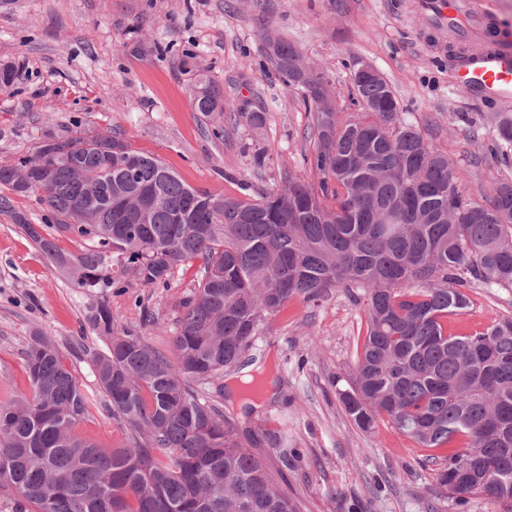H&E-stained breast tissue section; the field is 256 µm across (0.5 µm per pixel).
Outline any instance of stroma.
Segmentation results:
<instances>
[{
	"mask_svg": "<svg viewBox=\"0 0 512 512\" xmlns=\"http://www.w3.org/2000/svg\"><path fill=\"white\" fill-rule=\"evenodd\" d=\"M273 39L297 45L349 114L356 111L353 68L373 65L404 121L448 153L482 204L491 203L497 181L512 179V149L495 153L491 122L493 113H512V104L457 88L451 45L401 0H0V64L17 68L13 85L0 89V164L33 155L50 133L109 132L158 156L192 187L234 198L278 188L289 173L306 177L312 112L302 89L272 65ZM199 73L221 87L223 111H194ZM251 111L266 117L261 134L247 125ZM256 142L270 148L261 168L251 158ZM11 205L0 211V403L28 391L25 352L37 333L53 340L85 390H95L79 350L106 349L87 321L97 297L76 287L15 222L21 214L52 223L38 194L12 195ZM198 278L193 265L176 269L165 288L123 275L106 298L121 324L167 353ZM467 295L470 306L449 318V332L512 318V288L475 285ZM366 324L365 295L356 288L332 289L316 307L291 300L253 346L279 363L274 395L247 407L228 395L225 375L203 390L234 416L242 444L268 470L276 458L251 435L287 423L291 447L305 458L283 486L301 512H504L479 496L456 506L438 487L425 449L387 421L371 433L351 422L339 394L352 385ZM76 432L104 448L129 437L125 424L99 408Z\"/></svg>",
	"mask_w": 512,
	"mask_h": 512,
	"instance_id": "stroma-1",
	"label": "stroma"
}]
</instances>
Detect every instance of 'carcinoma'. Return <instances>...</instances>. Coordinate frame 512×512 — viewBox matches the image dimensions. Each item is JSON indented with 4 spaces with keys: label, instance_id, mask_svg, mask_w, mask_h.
Listing matches in <instances>:
<instances>
[{
    "label": "carcinoma",
    "instance_id": "1",
    "mask_svg": "<svg viewBox=\"0 0 512 512\" xmlns=\"http://www.w3.org/2000/svg\"><path fill=\"white\" fill-rule=\"evenodd\" d=\"M272 62L318 89L304 94L314 137L306 180L228 197L187 185L110 133L50 135L34 155L0 165L1 187L37 192L52 212L53 224L15 219L75 286L110 288L116 272L166 286L191 263L200 273L170 356L107 301L88 315L108 339L88 353L101 405L131 430L121 448L74 433L94 398L53 342L32 338L30 391L0 403V489L14 494L15 512H300L200 387L252 363L266 316L351 286L366 293L367 329L341 393L347 415L365 432L384 418L440 451L437 483L456 505L475 495L512 504V319L448 332V317L469 307L465 289L512 288V181L495 186L489 206L466 195L452 160L401 120L382 77L353 90L388 118H344L294 45L275 43ZM192 106L222 112L223 92L200 75ZM494 122L499 147H511L512 114ZM75 213L79 223H66ZM59 235L88 247L65 253ZM255 442L276 451L281 475L301 459L284 425Z\"/></svg>",
    "mask_w": 512,
    "mask_h": 512
}]
</instances>
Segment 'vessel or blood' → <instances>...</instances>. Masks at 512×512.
Masks as SVG:
<instances>
[{"mask_svg": "<svg viewBox=\"0 0 512 512\" xmlns=\"http://www.w3.org/2000/svg\"><path fill=\"white\" fill-rule=\"evenodd\" d=\"M431 12L437 31L456 35L452 80L494 102L512 100V31L503 28L482 0H414Z\"/></svg>", "mask_w": 512, "mask_h": 512, "instance_id": "obj_1", "label": "vessel or blood"}]
</instances>
